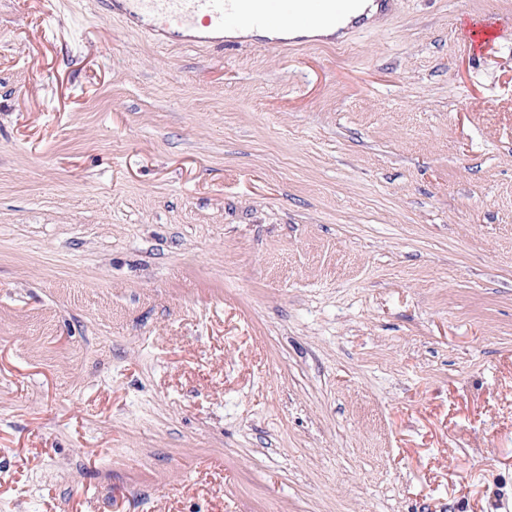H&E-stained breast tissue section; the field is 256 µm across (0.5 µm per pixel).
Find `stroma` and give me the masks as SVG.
<instances>
[{
  "label": "stroma",
  "instance_id": "35a3bbf8",
  "mask_svg": "<svg viewBox=\"0 0 512 512\" xmlns=\"http://www.w3.org/2000/svg\"><path fill=\"white\" fill-rule=\"evenodd\" d=\"M0 512H512V0H0ZM369 1L355 15L360 0H100L105 16L126 20L161 45L222 46L258 38L282 49L320 40L309 35L317 28L333 29L336 46L342 45L351 33L372 28L374 17L396 11L397 0Z\"/></svg>",
  "mask_w": 512,
  "mask_h": 512
}]
</instances>
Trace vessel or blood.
Returning <instances> with one entry per match:
<instances>
[{
	"label": "vessel or blood",
	"mask_w": 512,
	"mask_h": 512,
	"mask_svg": "<svg viewBox=\"0 0 512 512\" xmlns=\"http://www.w3.org/2000/svg\"><path fill=\"white\" fill-rule=\"evenodd\" d=\"M107 15L126 20L154 42L232 45L250 37L274 48L310 44L311 31L333 30L337 44L372 28L360 0H101Z\"/></svg>",
	"instance_id": "obj_1"
}]
</instances>
